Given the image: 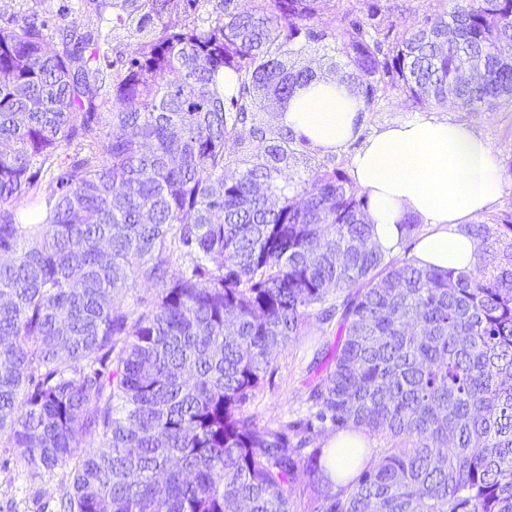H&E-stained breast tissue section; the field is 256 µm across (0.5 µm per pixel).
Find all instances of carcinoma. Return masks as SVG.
Here are the masks:
<instances>
[{
	"mask_svg": "<svg viewBox=\"0 0 512 512\" xmlns=\"http://www.w3.org/2000/svg\"><path fill=\"white\" fill-rule=\"evenodd\" d=\"M204 2L96 0L95 30L58 42L0 26V448L73 464L63 512H512V211L467 225L470 270L397 260L341 169L288 195L306 140L262 116L323 79L290 63L315 45L368 112L394 91L440 108L452 86L465 112L509 109L512 0L413 22L336 0L327 23V0H217L205 19ZM55 168L29 215L7 206ZM140 283L156 299L120 305ZM314 310L339 330L317 420L404 442L348 476L306 450L309 423L245 411Z\"/></svg>",
	"mask_w": 512,
	"mask_h": 512,
	"instance_id": "cac0c4a2",
	"label": "carcinoma"
}]
</instances>
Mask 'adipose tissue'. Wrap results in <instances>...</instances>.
<instances>
[{
  "label": "adipose tissue",
  "mask_w": 512,
  "mask_h": 512,
  "mask_svg": "<svg viewBox=\"0 0 512 512\" xmlns=\"http://www.w3.org/2000/svg\"><path fill=\"white\" fill-rule=\"evenodd\" d=\"M364 110L361 98L329 77L299 95L280 123L323 152L358 143L350 176L366 197V220L384 250L396 253L404 224L418 220L427 226L414 248L418 265L471 269L478 246L466 226L502 189L494 151L467 125L424 115L392 120L363 139Z\"/></svg>",
  "instance_id": "obj_1"
}]
</instances>
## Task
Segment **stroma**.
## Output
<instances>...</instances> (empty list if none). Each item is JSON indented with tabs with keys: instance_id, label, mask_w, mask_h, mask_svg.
<instances>
[{
	"instance_id": "1",
	"label": "stroma",
	"mask_w": 512,
	"mask_h": 512,
	"mask_svg": "<svg viewBox=\"0 0 512 512\" xmlns=\"http://www.w3.org/2000/svg\"><path fill=\"white\" fill-rule=\"evenodd\" d=\"M20 16L45 22L49 34L56 37L66 30H88L97 24L90 0H0V26ZM434 115L468 125L489 143L499 158L502 181V192L491 211L512 210V110L465 112L449 106L435 109ZM336 331L335 323L309 316L301 334L279 354L246 412L270 425L312 421L310 445L323 446L333 431L330 425L315 422L308 392L325 374L322 354L336 341ZM71 489V466L30 475L16 465L11 453L0 448V512H59L62 497Z\"/></svg>"
}]
</instances>
